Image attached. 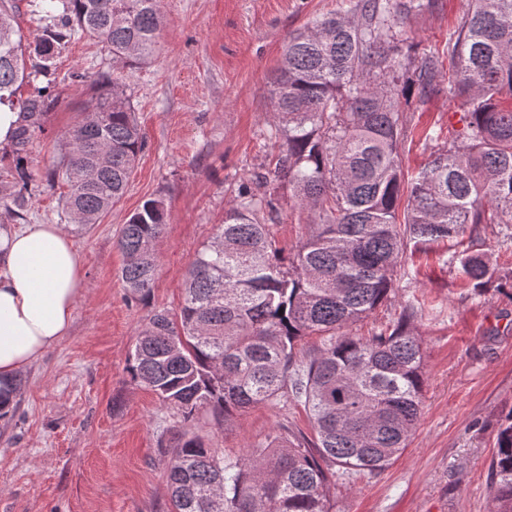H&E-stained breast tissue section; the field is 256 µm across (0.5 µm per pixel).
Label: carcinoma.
Instances as JSON below:
<instances>
[{"instance_id": "carcinoma-1", "label": "carcinoma", "mask_w": 512, "mask_h": 512, "mask_svg": "<svg viewBox=\"0 0 512 512\" xmlns=\"http://www.w3.org/2000/svg\"><path fill=\"white\" fill-rule=\"evenodd\" d=\"M421 6L349 0L345 14L289 37L271 77L267 136L279 145L273 177L287 179L296 204L314 215L305 239L290 252L279 246L272 198L242 189L192 260L179 314L154 311L137 338L131 380L182 427L168 465L171 512H330L327 491L341 474L383 470L407 448L422 411L423 352L410 328L420 306L406 301L388 333L348 329L388 298L406 238L427 244L471 225L512 224V0H471L448 31V97L469 106L462 142L407 179L402 101L442 91L435 53L417 61L414 83L403 81L410 56L401 25ZM39 8L43 37L28 49L13 0H0V106L14 107L25 80L46 79L11 135L16 177L0 180V207L16 219L29 204L28 147L56 99V50L81 33L136 66L153 57L162 25L161 0H41ZM83 114L48 181L67 186L68 214L94 224L126 193L146 141L116 70L96 81ZM165 221L164 201L150 198L120 229L121 279L133 298L149 293ZM457 260L474 291L492 283L482 255ZM306 336L321 346L299 359ZM283 397L303 405L315 441L277 425L244 455L226 456L191 432L202 413L228 427ZM490 472L494 512H512V411Z\"/></svg>"}]
</instances>
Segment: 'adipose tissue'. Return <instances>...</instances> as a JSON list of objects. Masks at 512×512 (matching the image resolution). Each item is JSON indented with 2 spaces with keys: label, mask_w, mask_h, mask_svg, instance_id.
<instances>
[{
  "label": "adipose tissue",
  "mask_w": 512,
  "mask_h": 512,
  "mask_svg": "<svg viewBox=\"0 0 512 512\" xmlns=\"http://www.w3.org/2000/svg\"><path fill=\"white\" fill-rule=\"evenodd\" d=\"M83 282L64 225L0 229V392L18 398L23 372L68 336Z\"/></svg>",
  "instance_id": "obj_1"
}]
</instances>
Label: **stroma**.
<instances>
[{"label": "stroma", "instance_id": "35a3bbf8", "mask_svg": "<svg viewBox=\"0 0 512 512\" xmlns=\"http://www.w3.org/2000/svg\"><path fill=\"white\" fill-rule=\"evenodd\" d=\"M347 0H162L164 24L151 62L122 68L146 147L122 199L87 226L66 224L63 185L46 175L65 153L92 94L91 77L112 71L98 40L74 37L56 52L57 100L46 131L29 146V224H66L85 295L71 331L21 376L13 415L0 419V512H169L162 443L180 422L145 387L131 382L128 357L153 311H178L195 254L224 221L242 178L266 172L277 153L267 139L270 78L291 34ZM468 0H439L404 24L407 53H448V31ZM89 79L75 83L73 71ZM466 110L440 93L410 99L403 164L415 172L434 146L456 140ZM270 193L280 245L292 247L309 217L284 181L253 183ZM150 198L164 199L167 222L159 267L142 302L121 280L119 231ZM482 253L496 277L512 278V233L502 224L468 230L463 244L407 241L394 288L376 311L353 325L368 337L418 301L413 326L424 354V406L407 448L384 471L357 473L329 488L331 512H491L489 464L503 417L512 410V298L491 287L473 292L455 259L460 246ZM285 424L313 437L302 406L255 407L229 429L200 415L195 434L238 456Z\"/></svg>", "mask_w": 512, "mask_h": 512}]
</instances>
